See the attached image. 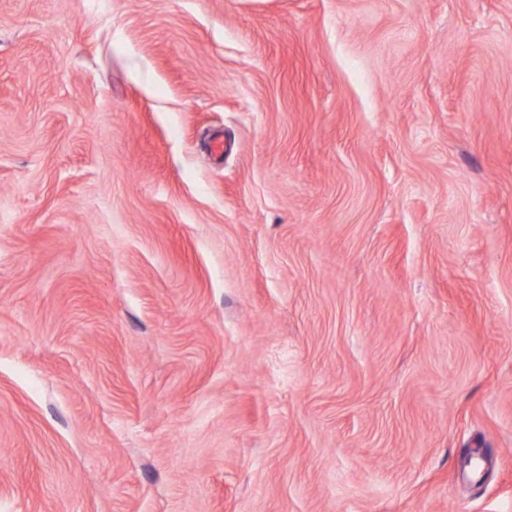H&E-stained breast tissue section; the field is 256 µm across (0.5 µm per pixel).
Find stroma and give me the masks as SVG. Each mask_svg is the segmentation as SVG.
Segmentation results:
<instances>
[{"instance_id": "stroma-1", "label": "stroma", "mask_w": 512, "mask_h": 512, "mask_svg": "<svg viewBox=\"0 0 512 512\" xmlns=\"http://www.w3.org/2000/svg\"><path fill=\"white\" fill-rule=\"evenodd\" d=\"M0 512H512V0H0Z\"/></svg>"}]
</instances>
